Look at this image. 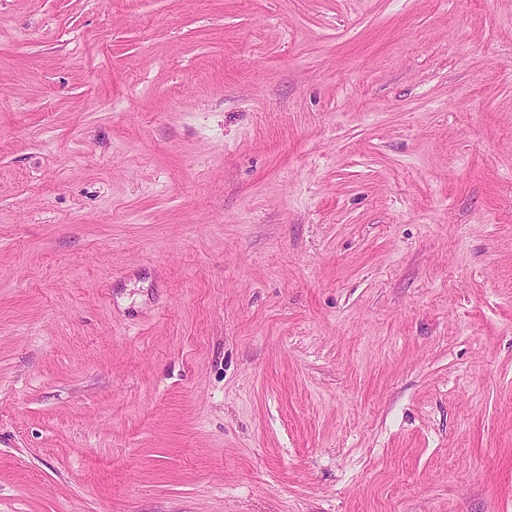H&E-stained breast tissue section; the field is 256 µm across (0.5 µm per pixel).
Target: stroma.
Here are the masks:
<instances>
[{"label":"stroma","mask_w":512,"mask_h":512,"mask_svg":"<svg viewBox=\"0 0 512 512\" xmlns=\"http://www.w3.org/2000/svg\"><path fill=\"white\" fill-rule=\"evenodd\" d=\"M0 512H512V0H0Z\"/></svg>","instance_id":"stroma-1"}]
</instances>
